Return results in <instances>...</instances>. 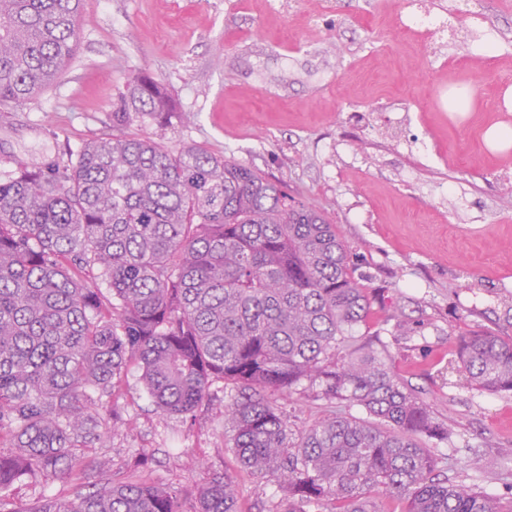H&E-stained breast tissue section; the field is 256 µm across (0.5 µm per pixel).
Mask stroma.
Returning a JSON list of instances; mask_svg holds the SVG:
<instances>
[{
	"label": "stroma",
	"mask_w": 512,
	"mask_h": 512,
	"mask_svg": "<svg viewBox=\"0 0 512 512\" xmlns=\"http://www.w3.org/2000/svg\"><path fill=\"white\" fill-rule=\"evenodd\" d=\"M83 0L71 64L22 106L0 112V173L11 159L67 160L112 131L132 80L163 83L167 126L127 133L196 144L255 167L325 214L345 245L375 319L401 314L406 336L381 334L392 369L453 421L423 439L449 482L512 499V394L457 384L459 337L512 336V152L491 151L500 91L512 87V0ZM450 16V41L398 37L401 15ZM494 31L496 52L480 35ZM130 432L89 449L113 481L195 489L209 471L237 472L224 418L184 423L157 413L130 368ZM241 512H284L276 484L237 473ZM70 481L16 485L23 507L71 497Z\"/></svg>",
	"instance_id": "obj_1"
}]
</instances>
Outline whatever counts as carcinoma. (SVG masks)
Segmentation results:
<instances>
[{
  "instance_id": "cac0c4a2",
  "label": "carcinoma",
  "mask_w": 512,
  "mask_h": 512,
  "mask_svg": "<svg viewBox=\"0 0 512 512\" xmlns=\"http://www.w3.org/2000/svg\"><path fill=\"white\" fill-rule=\"evenodd\" d=\"M81 4L0 0V107L65 69ZM170 112L162 84L138 76L116 134L0 178V512H238L227 472L192 499L85 473V448L110 434L93 406L111 398L118 424L131 366L163 416L191 421L224 393V447L278 485L287 512H376L374 495L401 512H512L439 479L420 440L452 426L373 347L381 330L359 333L371 302L334 225L255 168L122 132ZM457 359L466 384L512 393V337L462 336ZM295 394L326 403L309 426L278 403ZM61 475L73 497L10 507L15 484Z\"/></svg>"
}]
</instances>
